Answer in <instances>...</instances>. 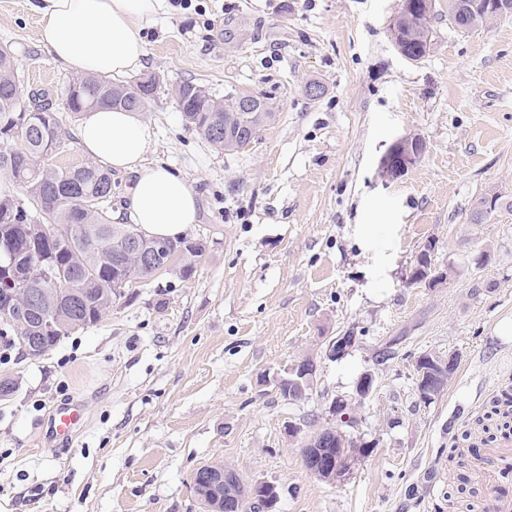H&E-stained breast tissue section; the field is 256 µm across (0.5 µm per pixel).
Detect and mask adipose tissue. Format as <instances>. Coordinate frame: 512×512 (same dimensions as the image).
I'll list each match as a JSON object with an SVG mask.
<instances>
[{
  "instance_id": "1",
  "label": "adipose tissue",
  "mask_w": 512,
  "mask_h": 512,
  "mask_svg": "<svg viewBox=\"0 0 512 512\" xmlns=\"http://www.w3.org/2000/svg\"><path fill=\"white\" fill-rule=\"evenodd\" d=\"M163 0H35L37 32L55 60L82 75H123L139 69L146 56L142 29L152 23ZM79 144L90 157L134 176L128 195L133 223L158 238L182 236L197 217L194 192L171 168L148 162L154 142L148 126L128 111L86 112Z\"/></svg>"
}]
</instances>
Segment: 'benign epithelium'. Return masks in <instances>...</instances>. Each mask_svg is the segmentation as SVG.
<instances>
[{"mask_svg": "<svg viewBox=\"0 0 512 512\" xmlns=\"http://www.w3.org/2000/svg\"><path fill=\"white\" fill-rule=\"evenodd\" d=\"M390 27L396 36L413 33L416 28V15L411 12L400 11L393 18ZM270 111L269 104L263 98L246 95L241 97L238 106L232 112L224 115V142L239 145H251L254 138L253 131L257 128L258 115ZM426 144L414 137L405 136L396 140L380 164L381 177L386 181H394L403 177L409 169L422 157ZM132 249L146 262L157 265V260L166 250L160 241H148L136 235L131 241ZM13 258L5 248L0 249V293L6 296L0 308L7 310L11 307V298L16 296L19 289L14 287V281L9 276ZM447 282V273L434 264L420 266L409 276L407 284L423 288H438ZM358 336L351 329L341 331L327 344L325 355L330 360H340L356 345ZM8 344L22 353L40 345L41 337L28 332L19 331L17 335L7 339ZM454 361L450 358H441L436 355L422 354L414 362L417 390L419 395L428 400L432 398L442 385L453 376ZM288 373L297 374L292 380L288 392L289 400L295 402L307 397L306 390L314 379L315 369L307 368L295 370L294 367L286 369ZM374 388L373 372H363L357 380L354 394L349 398L338 397L328 407V414L332 424L321 434L304 441L303 460L307 470L321 480L335 484L344 480L350 470V458L344 456L337 447L346 448L350 439L346 437L341 428L353 424V417L348 411V404L352 401L362 402L371 395ZM202 474L224 481V487L244 486L249 489V495L261 504L263 512H273L278 495L276 486L270 482L256 481L244 484L238 473L226 465L217 463L206 464L199 467Z\"/></svg>", "mask_w": 512, "mask_h": 512, "instance_id": "1", "label": "benign epithelium"}]
</instances>
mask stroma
I'll list each match as a JSON object with an SVG mask.
<instances>
[{
    "label": "stroma",
    "instance_id": "35a3bbf8",
    "mask_svg": "<svg viewBox=\"0 0 512 512\" xmlns=\"http://www.w3.org/2000/svg\"><path fill=\"white\" fill-rule=\"evenodd\" d=\"M29 3L0 0V44L23 92H52L71 72L39 42ZM400 4L205 0V14L167 5L143 29V70L165 86L140 115L148 159L193 190L186 235L207 238L208 256L190 279L127 289L44 356L0 348V379L18 383L0 398V512H204L192 477L215 462L274 483L276 512H485L512 498L511 480L477 477L512 458L491 416L512 389V214L470 221L486 192L512 196V16L462 31L436 0L431 50L410 62L390 36ZM189 81L264 97L274 118L249 148L218 150L176 108L171 91ZM403 136L425 152L385 181L380 163ZM428 244L445 286L406 285ZM350 327L356 347L324 357ZM424 353L458 360L429 404L414 374ZM307 354L314 388L284 401L272 379ZM368 370L375 389L345 430L363 449L344 481L319 482L301 441ZM72 399L84 422L63 445L49 418Z\"/></svg>",
    "mask_w": 512,
    "mask_h": 512
}]
</instances>
